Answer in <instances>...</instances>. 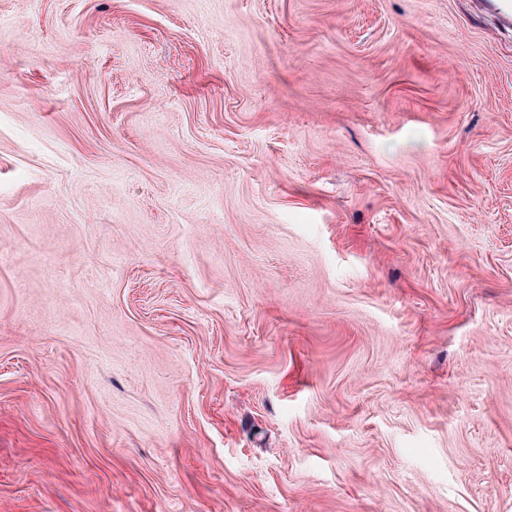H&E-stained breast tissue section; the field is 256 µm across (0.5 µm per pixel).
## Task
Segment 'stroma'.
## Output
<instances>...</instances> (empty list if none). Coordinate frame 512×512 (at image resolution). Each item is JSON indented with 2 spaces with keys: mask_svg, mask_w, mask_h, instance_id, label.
Segmentation results:
<instances>
[{
  "mask_svg": "<svg viewBox=\"0 0 512 512\" xmlns=\"http://www.w3.org/2000/svg\"><path fill=\"white\" fill-rule=\"evenodd\" d=\"M0 512H512L490 0H0Z\"/></svg>",
  "mask_w": 512,
  "mask_h": 512,
  "instance_id": "stroma-1",
  "label": "stroma"
}]
</instances>
